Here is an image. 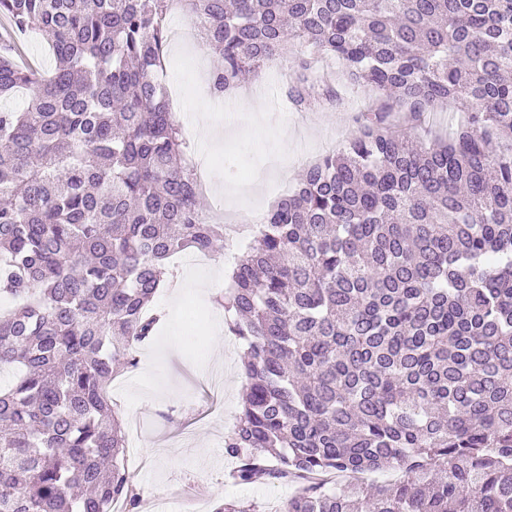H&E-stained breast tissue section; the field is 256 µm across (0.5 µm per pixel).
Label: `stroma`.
Segmentation results:
<instances>
[{
  "mask_svg": "<svg viewBox=\"0 0 512 512\" xmlns=\"http://www.w3.org/2000/svg\"><path fill=\"white\" fill-rule=\"evenodd\" d=\"M166 25L161 78L176 120L189 125L194 107L203 103L215 120L240 130L209 155L206 167L213 178L232 189L227 196H208L209 211L230 207L245 221L252 211L267 210L275 201L268 185L293 189L295 178L280 173L273 163L280 155V140H287L288 161L296 167L313 163L354 133L358 102L367 97L366 89L338 87L339 105L299 112L281 81L287 63L276 61L240 92L239 98L261 101L267 121L258 125L239 99L213 94L210 76L221 59L198 43L182 13L171 12ZM245 249L242 243L225 245L223 254L211 255L204 264L196 263L189 251L173 257L174 283L160 289L154 300L173 324L160 326L153 341L139 351L136 367L108 388L113 408L126 425V465L137 476V490L144 503L167 500L168 512H213L223 501L276 512L292 491L285 483L237 485L228 477L234 463L224 455V438L240 410L244 347L223 331L220 301L227 281L221 259L242 256ZM207 275L214 278L210 294L190 288L192 278Z\"/></svg>",
  "mask_w": 512,
  "mask_h": 512,
  "instance_id": "stroma-1",
  "label": "stroma"
}]
</instances>
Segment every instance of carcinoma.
<instances>
[{"label":"carcinoma","mask_w":512,"mask_h":512,"mask_svg":"<svg viewBox=\"0 0 512 512\" xmlns=\"http://www.w3.org/2000/svg\"><path fill=\"white\" fill-rule=\"evenodd\" d=\"M172 0H0L52 73L0 43V512H138L106 387L155 336L178 252H215L160 79ZM218 95L285 52L299 111L376 98L228 277L246 347L224 455L279 512H512V0H179ZM436 106L448 138L417 133ZM400 471L395 483L337 473ZM17 45L19 52L41 73L48 74L52 70L54 59L47 41L41 35L23 36L19 34Z\"/></svg>","instance_id":"carcinoma-1"}]
</instances>
